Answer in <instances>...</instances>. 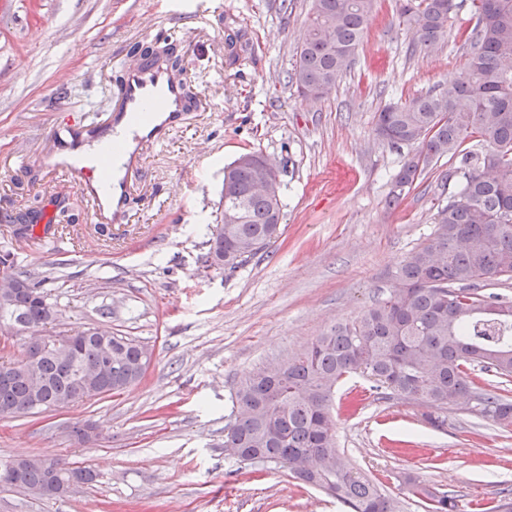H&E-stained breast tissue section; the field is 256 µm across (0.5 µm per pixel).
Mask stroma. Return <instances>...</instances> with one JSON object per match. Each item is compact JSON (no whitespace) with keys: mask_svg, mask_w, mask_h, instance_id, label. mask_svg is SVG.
Here are the masks:
<instances>
[{"mask_svg":"<svg viewBox=\"0 0 512 512\" xmlns=\"http://www.w3.org/2000/svg\"><path fill=\"white\" fill-rule=\"evenodd\" d=\"M413 50L400 0H376L356 61L322 100L289 81L309 0H205L182 14L160 0H0V252L39 272L60 314L45 334L87 327L143 344L145 375L123 392L62 411L0 419V461L40 453L92 470L77 491L34 498L0 489V512H346L325 491L273 464L224 452L231 394L247 371L294 357L390 287L399 264L436 228L448 200L442 167L400 205L391 178L411 152L374 132L385 105L447 84L468 56L459 32ZM173 49L202 107L163 141L142 142L130 199L95 214L77 180L58 177L56 127L106 134L121 65L135 43ZM257 151L280 164L281 235L235 272L206 245L224 207V166ZM336 393V439L353 466L405 497L406 475L490 502L512 490V430L454 408ZM92 423L85 442L73 426Z\"/></svg>","mask_w":512,"mask_h":512,"instance_id":"1","label":"stroma"}]
</instances>
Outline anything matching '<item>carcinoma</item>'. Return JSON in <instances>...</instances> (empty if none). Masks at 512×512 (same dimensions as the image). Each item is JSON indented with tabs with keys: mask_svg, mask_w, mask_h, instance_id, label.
Returning <instances> with one entry per match:
<instances>
[{
	"mask_svg": "<svg viewBox=\"0 0 512 512\" xmlns=\"http://www.w3.org/2000/svg\"><path fill=\"white\" fill-rule=\"evenodd\" d=\"M374 2L310 0L307 38L289 76L301 96L325 97L351 68ZM457 8L455 0H402L413 46L444 44ZM471 12L461 76L377 113L376 135L414 151L394 177L387 207L399 205L433 161L448 158V181L458 189L438 210L434 233L403 260L383 298L336 323L284 369L245 374L231 396L234 419L224 429V447L288 463L292 478L326 491L349 512H399V501L338 449L333 405L342 382L362 377L378 400L445 410L455 400L474 399L473 414L512 426V400L482 378H512V299L489 290L493 281L512 277V0H471ZM471 139L481 148L464 146ZM259 156L246 153L224 166V210L238 211L240 223L221 225L208 240L211 265L219 269L236 270L280 233L282 196L253 192ZM57 313L42 280L30 273L0 288V332L26 333L24 350L38 344L37 332ZM71 340L28 366L18 359L0 363L1 419L34 414L32 371L41 379L45 411L82 402L93 389L119 393L139 380L142 344L112 334L109 355L96 328L76 331ZM92 368L100 369L93 383L85 377ZM73 473L68 463L48 458L43 466H25L16 488L42 489ZM404 489L426 512H512L509 489L490 506L464 503L411 474Z\"/></svg>",
	"mask_w": 512,
	"mask_h": 512,
	"instance_id": "carcinoma-1",
	"label": "carcinoma"
}]
</instances>
